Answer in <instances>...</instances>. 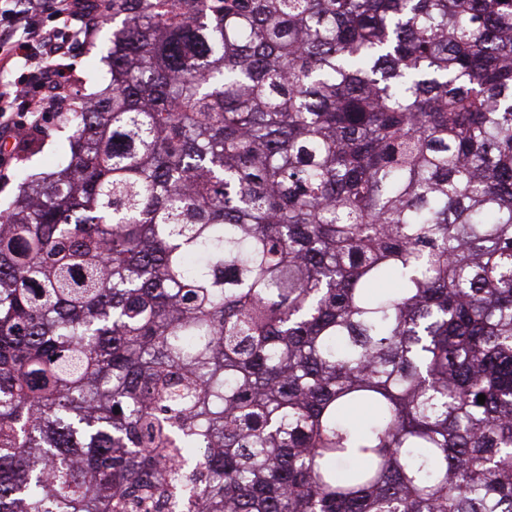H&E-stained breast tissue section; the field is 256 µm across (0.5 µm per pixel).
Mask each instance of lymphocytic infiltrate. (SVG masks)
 <instances>
[{"label": "lymphocytic infiltrate", "mask_w": 512, "mask_h": 512, "mask_svg": "<svg viewBox=\"0 0 512 512\" xmlns=\"http://www.w3.org/2000/svg\"><path fill=\"white\" fill-rule=\"evenodd\" d=\"M110 8L109 0H24L18 11L0 0V70L21 61L29 74L0 85L1 141L37 129L49 112L72 100L59 59L74 38H91Z\"/></svg>", "instance_id": "lymphocytic-infiltrate-1"}]
</instances>
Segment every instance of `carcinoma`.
I'll return each instance as SVG.
<instances>
[{
  "instance_id": "carcinoma-1",
  "label": "carcinoma",
  "mask_w": 512,
  "mask_h": 512,
  "mask_svg": "<svg viewBox=\"0 0 512 512\" xmlns=\"http://www.w3.org/2000/svg\"><path fill=\"white\" fill-rule=\"evenodd\" d=\"M101 23L0 210V512H512V0Z\"/></svg>"
}]
</instances>
